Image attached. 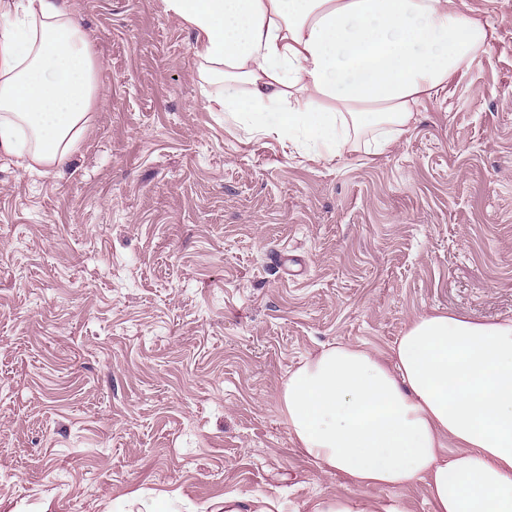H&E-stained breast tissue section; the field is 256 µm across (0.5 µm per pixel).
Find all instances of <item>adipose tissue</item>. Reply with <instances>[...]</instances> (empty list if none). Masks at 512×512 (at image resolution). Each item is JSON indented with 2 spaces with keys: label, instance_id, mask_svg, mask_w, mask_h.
I'll return each instance as SVG.
<instances>
[{
  "label": "adipose tissue",
  "instance_id": "adipose-tissue-1",
  "mask_svg": "<svg viewBox=\"0 0 512 512\" xmlns=\"http://www.w3.org/2000/svg\"><path fill=\"white\" fill-rule=\"evenodd\" d=\"M223 93L209 107L313 159L386 153L499 37L465 0H163ZM97 103L66 0H0V155L63 167ZM300 448L360 490L424 485L434 512H512V322L429 313L389 356L336 344L281 393Z\"/></svg>",
  "mask_w": 512,
  "mask_h": 512
}]
</instances>
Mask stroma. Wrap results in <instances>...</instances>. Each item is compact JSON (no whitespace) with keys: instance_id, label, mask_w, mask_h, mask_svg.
Listing matches in <instances>:
<instances>
[{"instance_id":"stroma-1","label":"stroma","mask_w":512,"mask_h":512,"mask_svg":"<svg viewBox=\"0 0 512 512\" xmlns=\"http://www.w3.org/2000/svg\"><path fill=\"white\" fill-rule=\"evenodd\" d=\"M499 38L378 158L313 162L208 108L163 0H68L98 101L60 170L0 156V512H306L359 495L288 429L323 346L387 354L424 313L512 321V0ZM248 501L252 504L250 507H244V502ZM223 502L224 507H218L216 509H211V504H206L201 507L202 511H208L211 509V512H274L280 511L279 506L275 502V500L271 498L263 497L259 500L257 499H247L238 495H225ZM248 511H244V510Z\"/></svg>"}]
</instances>
